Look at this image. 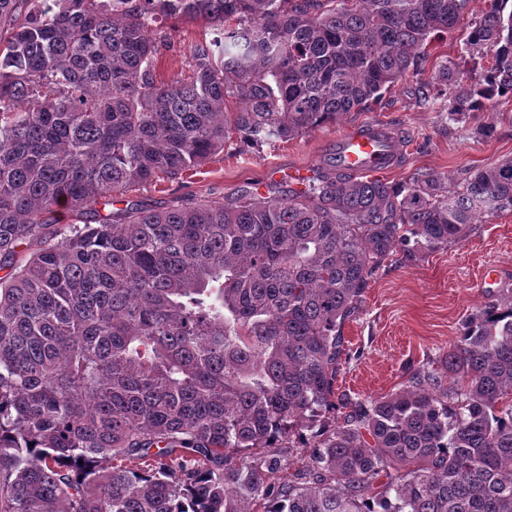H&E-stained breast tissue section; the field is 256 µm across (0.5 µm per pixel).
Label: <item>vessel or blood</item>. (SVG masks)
Wrapping results in <instances>:
<instances>
[{"label": "vessel or blood", "mask_w": 512, "mask_h": 512, "mask_svg": "<svg viewBox=\"0 0 512 512\" xmlns=\"http://www.w3.org/2000/svg\"><path fill=\"white\" fill-rule=\"evenodd\" d=\"M409 144L391 127L368 122L337 134L332 142L330 158L334 164L357 175H378L391 171L386 162L389 154H406Z\"/></svg>", "instance_id": "b4317fda"}]
</instances>
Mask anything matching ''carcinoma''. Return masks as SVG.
Wrapping results in <instances>:
<instances>
[{"label": "carcinoma", "instance_id": "obj_1", "mask_svg": "<svg viewBox=\"0 0 512 512\" xmlns=\"http://www.w3.org/2000/svg\"><path fill=\"white\" fill-rule=\"evenodd\" d=\"M471 2L0 0V512H512V288L441 371L336 392L377 269L512 212V158L453 187L335 171L286 197L98 209L233 137L370 108ZM168 19L210 38L161 81ZM463 44L491 58L478 79L444 63L418 87L452 121L512 98V0H484ZM59 207L74 222L52 231ZM281 448L306 469L286 476Z\"/></svg>", "mask_w": 512, "mask_h": 512}]
</instances>
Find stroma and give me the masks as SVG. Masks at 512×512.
Wrapping results in <instances>:
<instances>
[{"label":"stroma","instance_id":"1","mask_svg":"<svg viewBox=\"0 0 512 512\" xmlns=\"http://www.w3.org/2000/svg\"><path fill=\"white\" fill-rule=\"evenodd\" d=\"M162 28L172 34L157 71L159 79L167 81L188 71L191 49L205 29L174 21ZM415 86V80L401 81L370 110L350 113L286 142L227 144L204 166L137 188L129 197L160 205L185 196L225 203L254 188L282 196L293 187L285 172L325 168L323 154L336 134L367 121L403 130L411 141L404 162L386 175L391 183L403 182L419 170L454 180L464 171L512 157V100L500 102L491 112L468 113L457 122L449 120L441 104L421 102ZM507 287L512 288V213L471 225L463 242L415 262L391 256L371 278L359 312L342 328L351 357L341 366L337 391L369 399L399 390L410 370L437 366L464 317Z\"/></svg>","mask_w":512,"mask_h":512}]
</instances>
